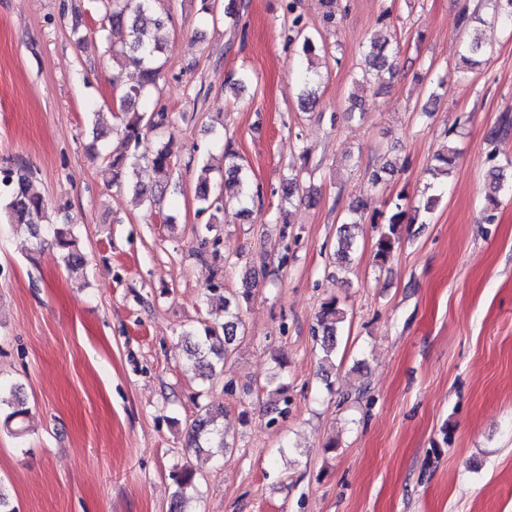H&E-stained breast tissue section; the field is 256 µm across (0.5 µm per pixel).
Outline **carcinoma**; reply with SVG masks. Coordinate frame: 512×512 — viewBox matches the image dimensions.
Returning a JSON list of instances; mask_svg holds the SVG:
<instances>
[{"label": "carcinoma", "mask_w": 512, "mask_h": 512, "mask_svg": "<svg viewBox=\"0 0 512 512\" xmlns=\"http://www.w3.org/2000/svg\"><path fill=\"white\" fill-rule=\"evenodd\" d=\"M294 11V4H288V12L293 14V17L288 28L284 30L285 40L290 45H299L302 56L310 61L316 56L314 36L306 31L302 16L294 14ZM103 20L113 28L127 30V42L121 51L113 55V62L122 70L132 67L137 73V80L123 87L119 96L117 109L124 114V119L120 128L117 129V144L107 154V160L112 166L114 177L126 174L135 192L143 194L150 185L163 193L169 185L172 165L169 144H163L151 155L142 158L136 155V149L140 145L144 129L161 130L170 124L169 116L165 112L148 113L137 109L139 100L148 90L157 87L162 79V68L156 60V54L161 51V48L152 33L163 24L164 18L156 12L155 0H107ZM464 51L462 60L470 65L476 64L477 58L486 54L481 42L475 40L464 44ZM364 63L366 67L362 72L364 79L367 78L371 69L390 72L394 66L392 56L386 47L376 43L370 46ZM511 131L512 116L506 114L502 117L500 125L490 131L487 141L496 144L506 139ZM224 158L226 162L224 189L235 188L237 192L232 195L226 193L218 197L213 196L209 168L202 167L195 188L201 213L211 210L221 202L226 204L236 202L242 205L244 212H249L248 203L251 197L244 166L239 163L238 154L229 147L224 150ZM457 159V150L449 147L434 156V166L430 171L434 175H447L455 167ZM1 186L4 187L9 198L5 211L8 223L23 224L28 227L33 237H39L44 203L39 195L30 191L27 173L1 170ZM417 218L418 210H412L400 203L395 204V211L389 216L376 240L374 257L379 265H385L399 243L402 226L416 223ZM52 234V245L57 249L66 267L70 270L83 267L85 258L69 225H55ZM251 295L252 289L247 288L233 300L226 296H218L219 312L215 313L214 318L204 321L200 329L184 334L185 352L194 361L199 376L206 379L212 377L216 366L224 363L231 355L232 345L242 325V302L250 300ZM343 322L344 311L338 307L336 298L325 299L318 312L314 334L320 338L321 348L328 359L336 351L338 331ZM5 407L10 409L3 421L7 429L13 423L21 424L28 413L17 388L0 384V410ZM222 416H224L222 407L216 411L210 408L205 409L188 430L186 447L200 450L215 448L221 452L224 451L227 443L224 430L218 424V418ZM171 478L177 486V492L170 503V512H184L182 510L184 494L196 488V472L188 466H183L174 470Z\"/></svg>", "instance_id": "carcinoma-1"}]
</instances>
